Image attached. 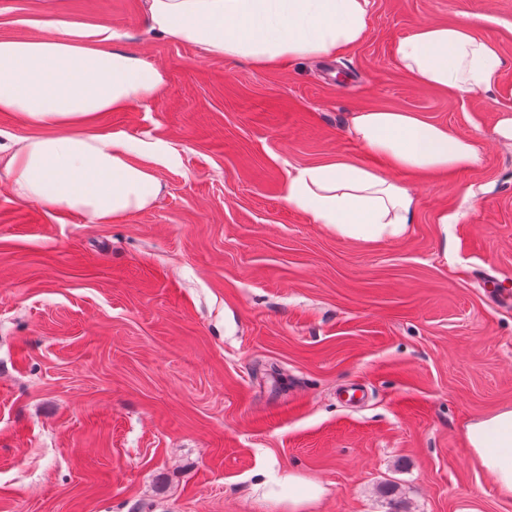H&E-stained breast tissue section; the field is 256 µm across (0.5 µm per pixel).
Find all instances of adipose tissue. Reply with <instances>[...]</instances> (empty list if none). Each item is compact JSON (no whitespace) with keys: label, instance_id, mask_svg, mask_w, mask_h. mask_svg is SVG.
Listing matches in <instances>:
<instances>
[{"label":"adipose tissue","instance_id":"ef3b65f1","mask_svg":"<svg viewBox=\"0 0 512 512\" xmlns=\"http://www.w3.org/2000/svg\"><path fill=\"white\" fill-rule=\"evenodd\" d=\"M370 0H142L150 28L203 57L243 59L259 67L321 59L358 47L369 33ZM96 41L66 27L55 35L0 38V112L36 128L0 162L17 200L61 207L90 224H109L148 209L162 191L160 168L175 161L165 142L98 133V113L155 99L163 67L121 48L120 33L99 28ZM395 56L421 87L465 101L494 92L503 59L492 40L469 24L421 23L399 38ZM349 133L382 157L372 168L337 157L289 169L283 199L341 238H405L419 208L400 171L478 166L474 142L412 112L362 110ZM465 437L496 493L512 499V408L469 422Z\"/></svg>","mask_w":512,"mask_h":512}]
</instances>
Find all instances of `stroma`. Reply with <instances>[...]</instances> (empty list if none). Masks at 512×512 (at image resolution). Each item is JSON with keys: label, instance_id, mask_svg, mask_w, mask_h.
<instances>
[{"label": "stroma", "instance_id": "stroma-1", "mask_svg": "<svg viewBox=\"0 0 512 512\" xmlns=\"http://www.w3.org/2000/svg\"><path fill=\"white\" fill-rule=\"evenodd\" d=\"M460 21L503 58L496 93L463 104L395 57L417 24ZM65 24L166 70L95 125L179 161L112 224L18 202L0 175V512H512L463 435L512 406V308L488 294L512 293V146L490 136L512 0H370L360 46L272 69L147 33L141 0H0V37ZM370 109L482 156L398 173L419 197L401 240L336 237L283 199L289 168L377 165L347 134Z\"/></svg>", "mask_w": 512, "mask_h": 512}]
</instances>
